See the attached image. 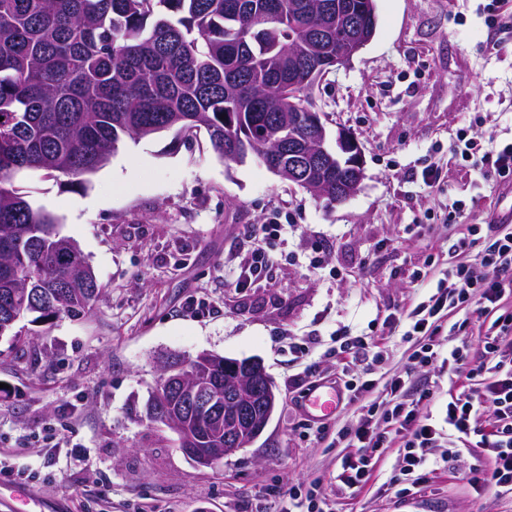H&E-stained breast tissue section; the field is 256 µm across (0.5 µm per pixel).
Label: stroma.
I'll return each instance as SVG.
<instances>
[{"label": "stroma", "instance_id": "stroma-1", "mask_svg": "<svg viewBox=\"0 0 512 512\" xmlns=\"http://www.w3.org/2000/svg\"><path fill=\"white\" fill-rule=\"evenodd\" d=\"M480 2L375 0L373 39L315 89L329 128H349L365 148V178L340 205L257 160L226 164L203 129L124 139L79 186L43 171L18 180L79 244L101 295L83 318L21 322L17 344L0 337V457L23 474L0 512H24L31 494L43 512H279L291 488L337 512H512V497L472 484L477 448L421 486L403 481L394 446L361 487L336 480L349 454L337 429L366 407L381 417L391 378L432 390L416 410L440 429L466 382L438 361L415 366L418 343L399 319L445 277L460 232L512 206L491 165L456 154L464 130L486 151L512 137V43L493 44ZM451 198L468 202L466 217L448 214ZM274 216L273 265L236 287L246 239ZM511 311L466 303L438 338L480 357ZM356 337L377 344V363L350 346ZM203 351L259 361L277 396L262 433L210 468L142 416L161 359ZM365 366L370 392L311 415L309 389L340 390L343 372Z\"/></svg>", "mask_w": 512, "mask_h": 512}]
</instances>
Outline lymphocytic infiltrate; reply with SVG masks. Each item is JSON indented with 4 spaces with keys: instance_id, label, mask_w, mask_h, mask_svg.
I'll use <instances>...</instances> for the list:
<instances>
[{
    "instance_id": "1",
    "label": "lymphocytic infiltrate",
    "mask_w": 512,
    "mask_h": 512,
    "mask_svg": "<svg viewBox=\"0 0 512 512\" xmlns=\"http://www.w3.org/2000/svg\"><path fill=\"white\" fill-rule=\"evenodd\" d=\"M458 141L462 159L481 158L482 162L493 164L499 175L512 183V140L501 142L487 152L481 151L477 132H461ZM489 230L494 239L483 250L479 263L449 264L447 281L438 283L427 301L405 315L407 335L425 338L414 355L418 365L432 364L440 355L430 338L436 332L435 318L441 317L444 311L473 299L495 307L512 298V226L494 223ZM279 231L276 224L257 225L252 248L240 262L239 281L259 277L271 265L272 257L264 249L263 241L277 236ZM447 355L449 370L468 368L470 376L482 383L480 392L449 396L447 438H440L432 424L406 405L404 398L410 381L392 378L386 393L383 423H376L367 415L338 430L339 447L354 451L353 456L343 461L339 481L351 488L366 481L374 467L376 450L392 443L402 448L404 474H414L421 479L434 473L439 464L454 462L460 445L473 444L483 449L490 462L489 469H474L473 484L481 489L490 485L500 493L512 495V354L491 341L484 359L475 365L469 362L466 345L449 347ZM484 408L492 409L495 417L493 428L488 432L475 424L476 415ZM440 444L445 445V453L441 459H432V448Z\"/></svg>"
}]
</instances>
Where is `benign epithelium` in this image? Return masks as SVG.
I'll return each mask as SVG.
<instances>
[{
    "instance_id": "benign-epithelium-1",
    "label": "benign epithelium",
    "mask_w": 512,
    "mask_h": 512,
    "mask_svg": "<svg viewBox=\"0 0 512 512\" xmlns=\"http://www.w3.org/2000/svg\"><path fill=\"white\" fill-rule=\"evenodd\" d=\"M320 17L336 22V37L318 56L315 67L300 79L305 86L319 75L335 66L348 62L370 40L367 23L361 20V10L336 0L320 6ZM302 125L308 136L305 141L292 147L288 166L278 171L288 178V183L314 193H324L327 188L324 172H336V199L342 204L359 189L365 176L364 149L358 138L347 128L339 127L331 132L323 120V114L309 109L288 115V127ZM247 377L239 382L224 385V399H219L209 384L201 385L194 380L195 372L185 363L173 365L166 361L161 378L153 391L158 400L169 392L185 393L206 412L210 427L226 432L224 454H230L250 445L262 432L277 403L272 384L260 363H245ZM166 427L178 437L182 451L201 466H210L220 459L213 449L201 448L181 425L168 420Z\"/></svg>"
}]
</instances>
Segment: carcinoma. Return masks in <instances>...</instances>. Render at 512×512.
<instances>
[{
	"label": "carcinoma",
	"mask_w": 512,
	"mask_h": 512,
	"mask_svg": "<svg viewBox=\"0 0 512 512\" xmlns=\"http://www.w3.org/2000/svg\"><path fill=\"white\" fill-rule=\"evenodd\" d=\"M316 0H0V336L19 321L79 317L100 287L57 218L15 186L27 171L79 183L122 138L205 129L213 151L273 169L259 133L285 123L288 49ZM233 359L197 374L234 380ZM205 448L224 435L166 399Z\"/></svg>",
	"instance_id": "cac0c4a2"
}]
</instances>
